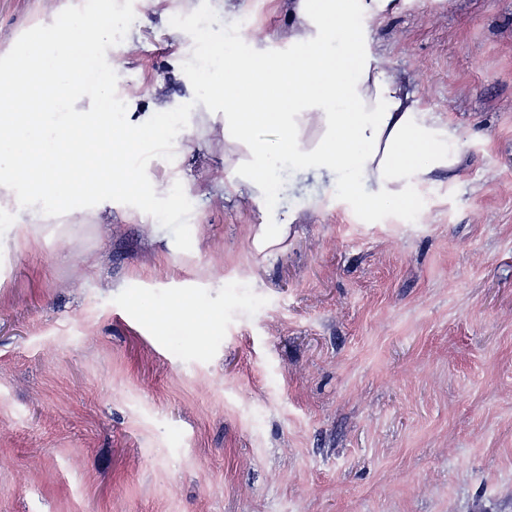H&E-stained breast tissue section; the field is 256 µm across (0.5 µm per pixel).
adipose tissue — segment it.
<instances>
[{
	"label": "adipose tissue",
	"mask_w": 512,
	"mask_h": 512,
	"mask_svg": "<svg viewBox=\"0 0 512 512\" xmlns=\"http://www.w3.org/2000/svg\"><path fill=\"white\" fill-rule=\"evenodd\" d=\"M391 0H291L294 21L282 36L287 55L246 54L216 45V67L200 79L190 131H208L209 112L224 110L225 194L247 187L267 220L252 246L262 253L288 236L294 214L271 211V175L280 156L302 168L333 175L362 202L399 206L415 183L431 180L459 162L453 131L415 101L406 84L387 75L372 49L367 21L379 20ZM109 15H80L73 27L29 44L26 53L0 59V130L15 139L0 146V211L14 217L0 231V247L38 237L70 235L77 221L99 222L104 200L120 195L157 200L168 185L148 169L121 163L124 140L112 137L101 106L112 96V78L86 84L75 65L77 29L92 25L100 42L112 35ZM274 127L273 140L258 138ZM58 131L57 150L81 148L93 158L95 204L72 173L21 166L19 159Z\"/></svg>",
	"instance_id": "1"
}]
</instances>
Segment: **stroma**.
I'll return each mask as SVG.
<instances>
[{"instance_id": "stroma-1", "label": "stroma", "mask_w": 512, "mask_h": 512, "mask_svg": "<svg viewBox=\"0 0 512 512\" xmlns=\"http://www.w3.org/2000/svg\"><path fill=\"white\" fill-rule=\"evenodd\" d=\"M210 4L0 0V56L106 9L113 102L191 112L211 43L246 17L280 49L291 23ZM370 30L457 137L408 205L285 164L295 226L258 253L223 144L183 130L150 168L169 202L0 252V512H512V0H399ZM173 204L191 222L153 237Z\"/></svg>"}]
</instances>
